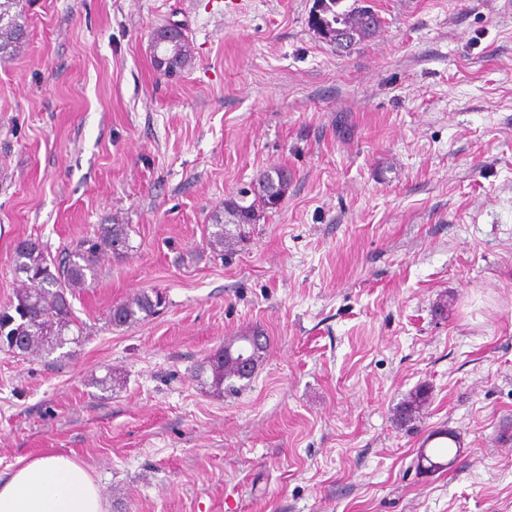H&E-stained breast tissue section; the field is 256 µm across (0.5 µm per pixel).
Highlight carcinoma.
Segmentation results:
<instances>
[{"label":"carcinoma","mask_w":512,"mask_h":512,"mask_svg":"<svg viewBox=\"0 0 512 512\" xmlns=\"http://www.w3.org/2000/svg\"><path fill=\"white\" fill-rule=\"evenodd\" d=\"M321 10L309 25L316 33L325 30L334 32L342 26L351 32L347 51L358 42L371 36L380 26L379 16L369 7L351 6L342 8V0H319ZM27 36V26L22 0H0V58H11L19 52ZM233 207L239 216L256 223L260 213L277 207L272 196L262 191L254 192V199L246 202V197H230L224 201ZM131 228L128 224H101L93 238H84L61 261L53 260L36 240L18 242L14 249L13 269L20 288L15 292V300L0 309V350L24 355L53 354L66 345L78 343L79 337H71L72 326L76 325L73 308L66 301L76 293L91 286L97 268L103 257L113 254H126L131 250ZM245 235L227 229V225L216 216L207 225V245L213 253L222 256L224 248L241 242ZM163 298L157 292L140 291L131 298L114 305L108 312L107 324L113 328H124L144 321L155 315L162 307ZM234 343L198 366L197 380H204L206 372H211V387L222 393L235 390L236 382L249 380L252 374H243L244 364L230 355ZM429 400L428 391L419 388L409 395L399 408L398 417L402 422H410L421 413ZM449 458L435 462L426 453H420L418 462L425 463L422 470L435 472L446 469L456 460L458 453L447 449Z\"/></svg>","instance_id":"obj_1"}]
</instances>
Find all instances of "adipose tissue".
Masks as SVG:
<instances>
[{
    "label": "adipose tissue",
    "mask_w": 512,
    "mask_h": 512,
    "mask_svg": "<svg viewBox=\"0 0 512 512\" xmlns=\"http://www.w3.org/2000/svg\"><path fill=\"white\" fill-rule=\"evenodd\" d=\"M0 512H106V506L81 463L44 454L19 460L0 480Z\"/></svg>",
    "instance_id": "1"
}]
</instances>
